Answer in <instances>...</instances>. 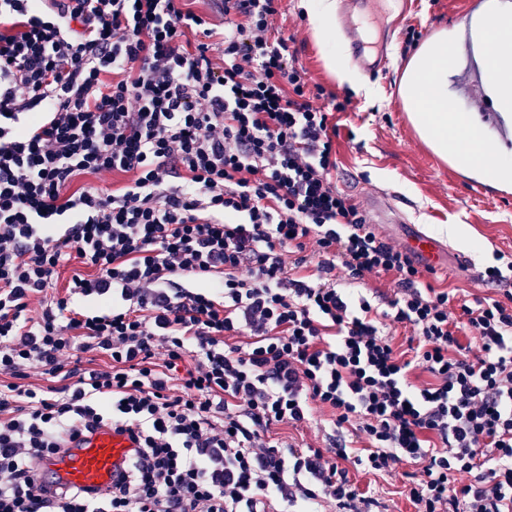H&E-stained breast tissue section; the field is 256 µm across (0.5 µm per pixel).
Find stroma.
Wrapping results in <instances>:
<instances>
[{
    "mask_svg": "<svg viewBox=\"0 0 512 512\" xmlns=\"http://www.w3.org/2000/svg\"><path fill=\"white\" fill-rule=\"evenodd\" d=\"M304 2L281 0L274 30L292 37L298 68L323 90L320 106L349 103L347 111L333 116L338 186L357 203L378 192L390 195L407 223L432 235L438 227L462 225L470 245L452 241L448 247L467 258L473 275L440 272L432 275V283L462 295L499 297L497 287L480 281L477 273L495 265L496 254L512 258V187H491L434 155L410 122L400 93L405 66L424 40L444 28L461 36L469 29L470 19L459 13L458 0H383L378 11L392 30L389 64L375 74L352 65L346 38L336 29L330 32L338 51L336 64H326ZM343 73L348 76L344 82L339 79ZM417 469V464L405 462L386 477L357 469L350 475L360 488H376L389 512H413L407 486Z\"/></svg>",
    "mask_w": 512,
    "mask_h": 512,
    "instance_id": "stroma-1",
    "label": "stroma"
}]
</instances>
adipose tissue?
Returning <instances> with one entry per match:
<instances>
[{"instance_id":"adipose-tissue-1","label":"adipose tissue","mask_w":512,"mask_h":512,"mask_svg":"<svg viewBox=\"0 0 512 512\" xmlns=\"http://www.w3.org/2000/svg\"><path fill=\"white\" fill-rule=\"evenodd\" d=\"M471 34L481 47L485 82L499 109L512 112V0H486ZM458 51L455 31L441 29L410 58L401 93L420 137L443 159L493 187L512 186V157L485 150L486 133L475 115L448 105V76Z\"/></svg>"}]
</instances>
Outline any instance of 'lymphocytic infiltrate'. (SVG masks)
Listing matches in <instances>:
<instances>
[{"label":"lymphocytic infiltrate","mask_w":512,"mask_h":512,"mask_svg":"<svg viewBox=\"0 0 512 512\" xmlns=\"http://www.w3.org/2000/svg\"><path fill=\"white\" fill-rule=\"evenodd\" d=\"M188 2L0 0V512H384L348 467L405 460L414 512H512V292L425 282L337 187L278 0ZM317 410L323 447L272 436ZM104 426L106 494L39 485ZM340 284L342 288L351 289L349 291L354 292L355 294L363 293L367 296L372 303H381L382 297H379L380 294L390 296L393 293L394 284L392 283V279L389 276H380V277H372L367 281V285H361L357 283H349L343 273H339Z\"/></svg>","instance_id":"obj_1"}]
</instances>
